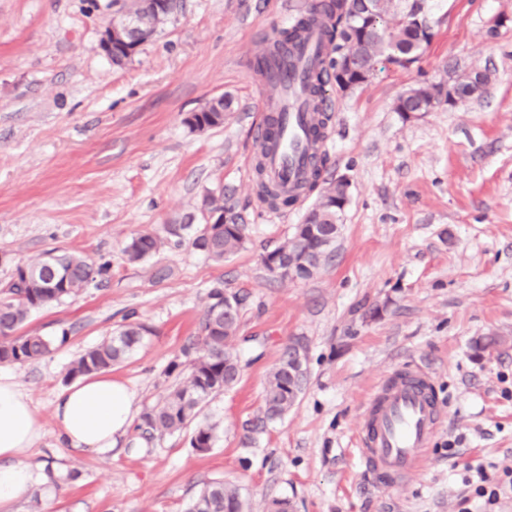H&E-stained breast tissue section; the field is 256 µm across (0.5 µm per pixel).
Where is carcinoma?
Segmentation results:
<instances>
[{
  "label": "carcinoma",
  "mask_w": 512,
  "mask_h": 512,
  "mask_svg": "<svg viewBox=\"0 0 512 512\" xmlns=\"http://www.w3.org/2000/svg\"><path fill=\"white\" fill-rule=\"evenodd\" d=\"M121 3L120 12L136 15L143 25L157 32L170 13H156L148 0H113ZM426 0H378L377 9L369 15L361 0H318L309 13L299 18L290 28L279 33L273 48L257 60V68L266 70L275 65L282 54L301 44L310 29H321L323 44L332 46L331 52L349 54L356 58L361 69L358 83L366 82L373 74L381 57L408 65L415 62L430 41H422L407 25L406 20H426ZM334 59L325 57L321 66L309 69L306 80L308 100L314 102L325 93V86L337 81ZM459 89L467 90L473 83L487 86L491 81L489 70H472L453 76ZM433 85L419 86L403 94L394 110L404 112L431 97ZM227 101L218 102L203 113L204 120L213 127L224 124ZM323 158L313 156L307 178L292 187L270 183L262 163L255 167L259 196L273 206L291 205L303 190L320 189L319 198L336 197V184L320 186ZM222 211L227 214L226 224H199L191 239V246L207 257L222 261L243 247L246 225L232 208L209 203L205 213ZM341 211L336 209L308 212L303 223L296 225L293 235L263 257L264 266L278 256L295 258L290 280L312 277L322 265L326 252L315 244L313 231L335 227ZM164 241L153 234H140L131 239L125 253L131 261L142 260L160 250ZM109 270L106 263L97 264L78 253L50 252L33 264L16 266L10 280L0 286V363L24 364L49 354L55 345L63 344L59 338L18 334L30 312L52 302H61L98 284ZM210 302L201 318L199 336L182 349V358L173 360L168 375L175 376V384L157 403L147 407L136 425L140 436L148 442L193 427L190 446L206 453L217 440V426L199 422L202 404L212 395L233 387L239 380L240 354L237 350L243 298L227 294L222 288H213ZM151 330L137 320H128L113 334L87 349L71 366L68 376L76 377L100 372L129 357L144 341ZM307 380L306 346L294 339L282 353L271 371L264 391L261 415L244 421L243 429L258 433L290 410L297 402ZM186 512H245V502L237 486L222 481L209 482L189 503Z\"/></svg>",
  "instance_id": "cac0c4a2"
}]
</instances>
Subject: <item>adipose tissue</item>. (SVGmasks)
<instances>
[{
    "label": "adipose tissue",
    "mask_w": 512,
    "mask_h": 512,
    "mask_svg": "<svg viewBox=\"0 0 512 512\" xmlns=\"http://www.w3.org/2000/svg\"><path fill=\"white\" fill-rule=\"evenodd\" d=\"M135 393L112 377L83 376L57 394L54 419L60 447L105 453L126 435L134 419ZM44 434L29 395L12 377L0 374V512L35 490L52 494L67 478L62 467L46 470L29 451Z\"/></svg>",
    "instance_id": "ef3b65f1"
}]
</instances>
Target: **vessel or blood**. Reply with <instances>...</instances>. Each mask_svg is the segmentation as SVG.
I'll list each match as a JSON object with an SVG mask.
<instances>
[{
  "instance_id": "vessel-or-blood-1",
  "label": "vessel or blood",
  "mask_w": 512,
  "mask_h": 512,
  "mask_svg": "<svg viewBox=\"0 0 512 512\" xmlns=\"http://www.w3.org/2000/svg\"><path fill=\"white\" fill-rule=\"evenodd\" d=\"M324 52L318 32H308L293 58L262 72L264 96L255 120L257 139H265L269 117H277V139L264 155L267 177L291 185L306 174L307 159L322 151L307 128L315 114L305 91L309 65ZM445 417L430 375L408 368L384 380L371 395L357 426L358 451L368 474L382 489H393L423 466Z\"/></svg>"
}]
</instances>
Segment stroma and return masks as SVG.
<instances>
[{"mask_svg": "<svg viewBox=\"0 0 512 512\" xmlns=\"http://www.w3.org/2000/svg\"><path fill=\"white\" fill-rule=\"evenodd\" d=\"M181 0L124 66L100 40L112 0H0V282L17 264L74 252L111 268L99 285L30 314L21 331L67 335L50 355L1 365L29 394L45 435L32 459L61 464L53 495L16 512H184L205 483L237 485L250 512L287 499L295 512H477V470L499 481L492 512H512V0H428L434 37L409 67L383 63L352 91H325L323 179H348L341 234L305 281L271 274L262 257L318 199L273 210L253 182V119L264 90L254 68L268 38L311 0ZM489 69L484 92L410 118L408 89L449 72ZM232 101L223 126L187 116ZM223 196L242 215L246 243L217 262L176 243L170 224L198 225L202 201ZM140 232L165 238L128 262ZM243 297V361L233 387L208 399L218 426L206 453L189 433L152 444L128 431L109 453L58 447L53 401L74 360L135 315L152 330L113 379L135 409L161 399L166 369L197 334L211 289ZM503 337L476 357L481 336ZM308 348L298 403L247 437L267 377L291 338ZM429 371L446 410L426 467L377 489L355 428L383 377Z\"/></svg>", "mask_w": 512, "mask_h": 512, "instance_id": "1", "label": "stroma"}]
</instances>
